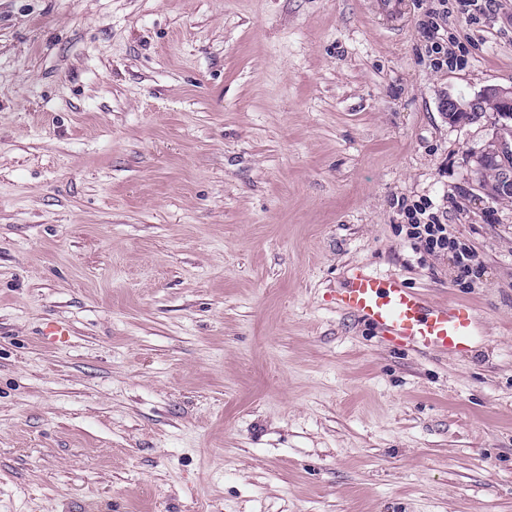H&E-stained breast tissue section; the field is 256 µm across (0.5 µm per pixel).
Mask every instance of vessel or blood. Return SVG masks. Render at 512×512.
<instances>
[{"instance_id":"vessel-or-blood-1","label":"vessel or blood","mask_w":512,"mask_h":512,"mask_svg":"<svg viewBox=\"0 0 512 512\" xmlns=\"http://www.w3.org/2000/svg\"><path fill=\"white\" fill-rule=\"evenodd\" d=\"M338 310L375 327L385 341L416 352L463 356L479 329L474 308L464 302L433 304L396 275L354 268L334 297Z\"/></svg>"}]
</instances>
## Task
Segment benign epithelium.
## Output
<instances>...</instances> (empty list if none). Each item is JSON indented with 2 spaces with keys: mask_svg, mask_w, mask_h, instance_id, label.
Segmentation results:
<instances>
[{
  "mask_svg": "<svg viewBox=\"0 0 512 512\" xmlns=\"http://www.w3.org/2000/svg\"><path fill=\"white\" fill-rule=\"evenodd\" d=\"M493 101L500 105L492 122L493 133L484 147L474 156V173L479 188L488 196L512 194V86H494L484 89L470 99L447 97L442 102L448 124L461 125L479 122L483 118L481 107ZM498 165L496 179L485 182L486 168Z\"/></svg>",
  "mask_w": 512,
  "mask_h": 512,
  "instance_id": "benign-epithelium-1",
  "label": "benign epithelium"
}]
</instances>
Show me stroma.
Returning a JSON list of instances; mask_svg holds the SVG:
<instances>
[{
    "label": "stroma",
    "instance_id": "obj_1",
    "mask_svg": "<svg viewBox=\"0 0 512 512\" xmlns=\"http://www.w3.org/2000/svg\"><path fill=\"white\" fill-rule=\"evenodd\" d=\"M400 2L0 0V512H512V199L441 110L512 85V0L440 70ZM355 267L473 354L337 311ZM430 207L428 202H421L407 209L406 236L411 241L413 249L416 252L423 250L427 254L450 252L459 272L457 280L470 277L474 274L475 254L470 247L452 236L448 225L442 223L435 213L427 214ZM333 300L336 309L372 325L393 347L456 356L473 351L479 329L474 308L432 304L397 275L383 278L356 267Z\"/></svg>",
    "mask_w": 512,
    "mask_h": 512
}]
</instances>
